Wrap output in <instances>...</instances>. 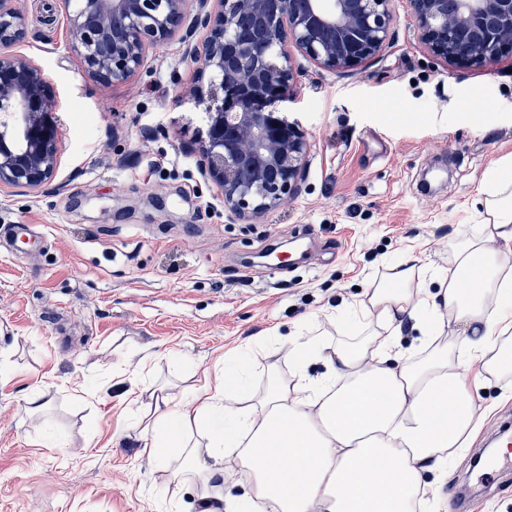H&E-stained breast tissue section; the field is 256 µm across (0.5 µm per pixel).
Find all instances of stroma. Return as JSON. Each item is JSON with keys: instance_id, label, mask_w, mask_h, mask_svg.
Instances as JSON below:
<instances>
[{"instance_id": "1", "label": "stroma", "mask_w": 512, "mask_h": 512, "mask_svg": "<svg viewBox=\"0 0 512 512\" xmlns=\"http://www.w3.org/2000/svg\"><path fill=\"white\" fill-rule=\"evenodd\" d=\"M28 21L13 45L42 67L55 101L58 158L41 188L0 189V512H199L201 489L171 495L181 468L150 462L125 423L148 408L134 377L168 381L176 396L214 381L218 359L251 351L292 381L291 341L370 339L337 317L366 302L400 258L443 272L455 244L478 233L492 165L512 157V58L456 66L418 39L406 0L392 4L389 48L351 70L297 56L289 105L311 143L299 192L245 223L225 211L199 167L206 131L196 98L208 82L173 39L150 50L128 81L90 76L71 50L60 0H18ZM294 263H252L282 243ZM85 392L74 397L73 384ZM41 386L54 426L23 397ZM468 449L442 477L425 472L430 512H449L460 485L478 487L473 453L512 420V383L474 396ZM65 440V452L48 440Z\"/></svg>"}]
</instances>
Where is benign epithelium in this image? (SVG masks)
Listing matches in <instances>:
<instances>
[{"label":"benign epithelium","mask_w":512,"mask_h":512,"mask_svg":"<svg viewBox=\"0 0 512 512\" xmlns=\"http://www.w3.org/2000/svg\"><path fill=\"white\" fill-rule=\"evenodd\" d=\"M61 0L86 71L123 82L154 46L180 37L188 54L216 78L204 106L202 171L221 190L224 209L250 219L295 194L310 151L297 121L293 47L336 71L380 56L390 45L393 0ZM419 38L449 64L496 63L512 53V0H409ZM209 34L191 43L194 30ZM15 0H0V48L23 40ZM44 70L0 51V187L37 189L51 177L58 144L45 96Z\"/></svg>","instance_id":"1"}]
</instances>
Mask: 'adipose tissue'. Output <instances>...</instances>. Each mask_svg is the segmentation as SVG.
I'll use <instances>...</instances> for the list:
<instances>
[{
    "label": "adipose tissue",
    "instance_id": "ef3b65f1",
    "mask_svg": "<svg viewBox=\"0 0 512 512\" xmlns=\"http://www.w3.org/2000/svg\"><path fill=\"white\" fill-rule=\"evenodd\" d=\"M489 181L494 196L484 202L483 229L455 245L447 275L426 281L403 260L368 288L361 313L382 324L377 346L298 337L288 349L295 382L269 376L255 402L247 360L223 367L188 403L155 383L132 381L130 395L153 401L129 423L147 457L182 458L187 473L206 484L223 482L237 466L250 491L236 512H253L260 501L271 512H414L422 461L463 450L476 426L473 401L482 382L469 378L459 359L480 362L493 377L512 374L505 337L512 330V255L488 246L512 243V160L497 162ZM449 313L463 338L407 357L399 344L403 317L431 335ZM315 357L324 371L312 378L305 365Z\"/></svg>",
    "mask_w": 512,
    "mask_h": 512
}]
</instances>
